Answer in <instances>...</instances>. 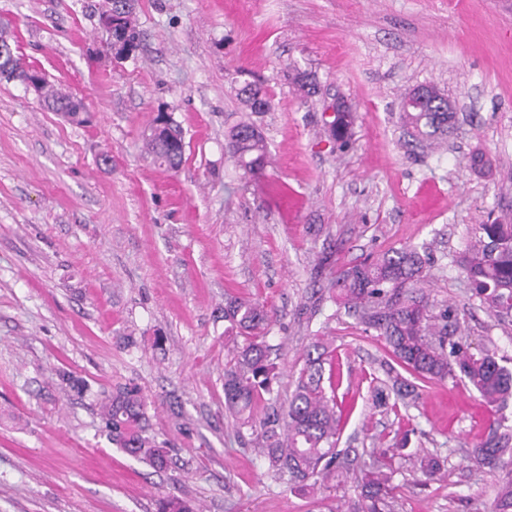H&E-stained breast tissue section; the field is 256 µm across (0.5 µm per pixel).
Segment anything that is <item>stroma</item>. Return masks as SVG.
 Listing matches in <instances>:
<instances>
[{"mask_svg":"<svg viewBox=\"0 0 512 512\" xmlns=\"http://www.w3.org/2000/svg\"><path fill=\"white\" fill-rule=\"evenodd\" d=\"M103 0H0L24 63L78 94L76 125L0 81V512H344L354 471L391 462L394 512H491L502 472L474 466L494 407L463 382H417L410 406L377 405L394 359L340 308L331 271L426 247L429 292L458 311L472 347L512 356L500 325L450 269L474 225L512 222V0H138L140 50L117 61ZM316 74L306 98L291 67ZM258 83L251 115L238 85ZM434 84L456 114L446 143L417 144L400 120ZM343 97L355 120L339 147L322 120ZM180 125L181 167L144 154L154 115ZM255 121L271 158L257 175L226 136ZM483 153L489 162L474 168ZM276 314L267 341L278 382L256 410L286 406L314 337L338 374L337 447L351 471L309 491L275 477L251 430L224 408V302ZM134 385L166 468L112 442L99 402ZM408 433L406 454L392 450ZM441 457L426 478L414 454Z\"/></svg>","mask_w":512,"mask_h":512,"instance_id":"35a3bbf8","label":"stroma"}]
</instances>
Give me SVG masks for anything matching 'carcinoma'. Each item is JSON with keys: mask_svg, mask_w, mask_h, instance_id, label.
I'll use <instances>...</instances> for the list:
<instances>
[{"mask_svg": "<svg viewBox=\"0 0 512 512\" xmlns=\"http://www.w3.org/2000/svg\"><path fill=\"white\" fill-rule=\"evenodd\" d=\"M116 31L137 49L140 33L134 23L136 0H116ZM267 99L260 86L246 83L239 89L241 102L260 112L251 92ZM428 102L404 97L402 116L415 139L431 146L447 134L453 113L439 108L448 99L434 86H427ZM46 106L58 102L57 112L68 120L88 121L83 100L61 93L45 84ZM354 115L336 113L329 128L340 142L349 139ZM141 138L145 152L170 170L180 167L185 143L173 117L159 112L144 127ZM227 151L247 173L260 171L269 163L267 143L251 123L233 127L227 135ZM428 253L416 247L391 249L356 265L336 270L330 288L345 311L355 316L365 329L383 336L395 360L422 380L458 379L470 386L500 414L485 439L470 453V460L490 471L509 469L497 485L493 512H512V424L504 411L512 406V356L490 349H472L460 337L457 309L438 303L425 292ZM451 267L468 284L479 306L499 322L512 320V224L494 220L475 227L469 244L451 260ZM225 332L239 330L243 340L236 343L224 367V406L239 427L257 432L260 453L277 476L288 475L301 488H312L336 472L340 453L336 449L340 417L336 401L324 388L325 345L316 339L306 349L304 365L287 406L280 412L255 419V409L264 395L274 391L277 380L270 359L266 335L272 325L271 312L264 306L240 298L224 305ZM391 390L403 400L415 393L406 378H391ZM147 402L137 386H123L105 398L101 416L112 434V443L128 454L148 460L161 469L166 463L163 450L145 435ZM389 473L378 465L362 472L361 502L354 512H385L390 494ZM160 512H194V507L177 497H165Z\"/></svg>", "mask_w": 512, "mask_h": 512, "instance_id": "carcinoma-1", "label": "carcinoma"}]
</instances>
